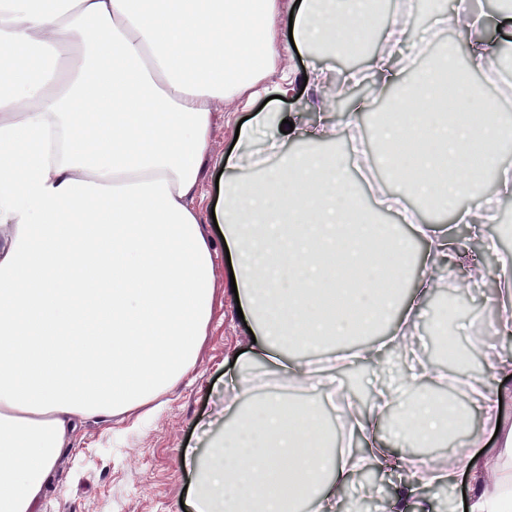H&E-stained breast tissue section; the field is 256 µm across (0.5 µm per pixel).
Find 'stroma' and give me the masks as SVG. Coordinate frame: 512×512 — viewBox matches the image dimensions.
Returning a JSON list of instances; mask_svg holds the SVG:
<instances>
[{
    "mask_svg": "<svg viewBox=\"0 0 512 512\" xmlns=\"http://www.w3.org/2000/svg\"><path fill=\"white\" fill-rule=\"evenodd\" d=\"M295 3L296 0H278L280 41L275 57L260 73L264 95L244 110L230 99L210 105L208 148L192 205L200 214L201 227L215 254V289L211 321L194 366L169 395L165 409L138 430H130V419L124 414L85 421L56 462L37 512H192L188 502L194 474L184 463V449L196 448L202 457L210 456L230 422L224 408L234 396H241L246 402L270 395L287 397L289 386L283 378L252 359L250 322L237 315L224 232L214 225L215 220L224 217L226 188L278 164L285 156L314 149L339 152L354 177L360 204L376 223L395 225L411 244L414 255H421L425 243L413 224L406 221L409 213L420 210V201L410 195L400 203H392L389 192L396 184L390 173L376 165L368 169L358 165L359 155L369 150L373 117L378 111L365 71L369 56H326L292 47L289 17ZM287 84L292 85V93L281 94V87ZM328 84L343 89L342 99L332 112L334 120L351 125L346 135L334 143L322 142L312 135L320 124V98ZM258 112L296 113L301 137L280 145L268 130L258 129L248 142L237 141L235 131L240 120ZM230 153L239 158V169L233 173L224 169V157ZM496 291V279L491 273L469 288L448 286L452 326H467L468 336L481 334L496 316L490 302ZM432 330L433 316L427 309L404 330L412 339L408 354L388 353L374 368H340L328 362L329 350L322 347L313 357L312 371L320 378L336 373L342 380H353L351 395L373 402L378 391L402 379L411 364L428 356ZM468 336L457 337L459 347L467 346ZM501 388V423L485 421L477 408L469 410V429L478 434L479 447L457 437L447 446L402 448L399 456L409 457L416 466L432 468L455 450L478 467L497 470V431L512 428V380L502 382Z\"/></svg>",
    "mask_w": 512,
    "mask_h": 512,
    "instance_id": "1",
    "label": "stroma"
}]
</instances>
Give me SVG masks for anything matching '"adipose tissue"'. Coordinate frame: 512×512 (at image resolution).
Returning <instances> with one entry per match:
<instances>
[{
	"label": "adipose tissue",
	"mask_w": 512,
	"mask_h": 512,
	"mask_svg": "<svg viewBox=\"0 0 512 512\" xmlns=\"http://www.w3.org/2000/svg\"><path fill=\"white\" fill-rule=\"evenodd\" d=\"M375 0H301L292 36L336 55L361 51ZM461 22L468 66L423 71L406 96L428 112L384 119L386 167L422 202L448 211L500 169L512 123L476 101L488 71L484 18L471 0L432 10ZM277 0H0V512H35L46 478L81 419L127 413L171 392L194 365L211 320L213 252L187 203L198 186L209 104L254 87L250 56H272ZM462 84L450 107L445 80ZM487 143L484 170L470 144ZM407 143L405 152L394 147ZM499 191L512 197V170ZM224 241L241 259L235 283L254 322L256 357L292 378V359L318 343L387 324L407 247L367 221L339 157L288 158L240 184L224 203ZM501 314L512 332V253L493 238ZM354 270L337 279L336 262ZM346 292L352 310L323 297ZM436 365L411 369L372 410L353 416L369 456L339 455L314 404L269 397L237 409L224 446L196 468L194 512H296L301 498L334 501L362 465L387 468L391 444L451 434ZM401 424L385 439L390 408ZM310 476L287 493L295 472ZM468 512H504L512 473H471Z\"/></svg>",
	"instance_id": "obj_1"
}]
</instances>
